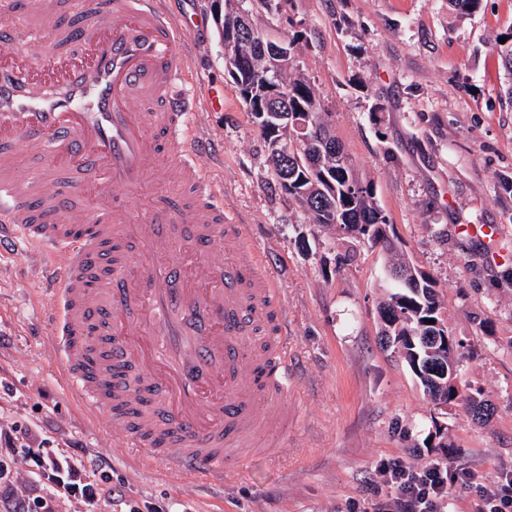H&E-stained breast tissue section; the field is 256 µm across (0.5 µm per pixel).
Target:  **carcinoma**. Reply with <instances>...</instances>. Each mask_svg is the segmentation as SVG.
Segmentation results:
<instances>
[{
    "instance_id": "cac0c4a2",
    "label": "carcinoma",
    "mask_w": 512,
    "mask_h": 512,
    "mask_svg": "<svg viewBox=\"0 0 512 512\" xmlns=\"http://www.w3.org/2000/svg\"><path fill=\"white\" fill-rule=\"evenodd\" d=\"M505 43L495 42L492 50L501 59L511 83L504 91V103L512 105V31L505 34ZM270 62L260 56H251L237 68L234 81L246 105L253 123L264 137H269L260 116V106L265 103L272 80L280 78L282 95L288 103V113L301 111L309 115L310 122L321 127L319 103L310 82L301 76L288 74V67L279 70L269 68ZM302 145L293 150L288 166V185L282 186L306 213L312 223L328 229L339 228L353 234V238L378 245L388 254L399 251L398 244L388 235L389 223L376 200L375 185L360 179L343 152L325 158L324 166L336 171L330 181L317 184L303 178L306 161ZM398 267L410 271L411 284L395 281V286L379 303L381 318L380 335L385 341H393L408 363L421 386L432 400L457 404L463 403L472 417L478 421L488 415V405L478 401V394L465 395L456 387L451 372L459 366L461 342L453 336L440 313V303L435 280L405 258ZM434 323L429 324L427 320Z\"/></svg>"
}]
</instances>
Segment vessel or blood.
I'll return each instance as SVG.
<instances>
[{"mask_svg": "<svg viewBox=\"0 0 512 512\" xmlns=\"http://www.w3.org/2000/svg\"><path fill=\"white\" fill-rule=\"evenodd\" d=\"M55 15L30 0L19 20L0 0V230L46 265L63 380L85 406L142 458L223 479L294 418L280 289L199 165L222 148L192 128L190 54L163 0H86L75 29Z\"/></svg>", "mask_w": 512, "mask_h": 512, "instance_id": "1", "label": "vessel or blood"}]
</instances>
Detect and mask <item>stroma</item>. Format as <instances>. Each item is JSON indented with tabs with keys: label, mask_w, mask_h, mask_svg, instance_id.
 I'll list each match as a JSON object with an SVG mask.
<instances>
[{
	"label": "stroma",
	"mask_w": 512,
	"mask_h": 512,
	"mask_svg": "<svg viewBox=\"0 0 512 512\" xmlns=\"http://www.w3.org/2000/svg\"><path fill=\"white\" fill-rule=\"evenodd\" d=\"M193 55L185 88L202 102L196 128L224 163L200 158L224 184L282 290L297 372V418L269 454L223 481L191 479L127 448L62 380L39 290L41 261L0 241V497L39 498L44 512H345L386 496L381 461H443L491 482L512 474V108L498 91L491 43L512 29V0L458 17L448 0H288L263 15L277 37L300 26L292 67L322 112L406 254L437 281L448 326L463 343L456 384L493 408L424 395L408 364L378 336L388 283L380 247L310 221L276 182L268 146L233 82L208 0H166ZM486 226L493 243L465 233ZM441 428L439 445L426 438Z\"/></svg>",
	"instance_id": "stroma-1"
}]
</instances>
